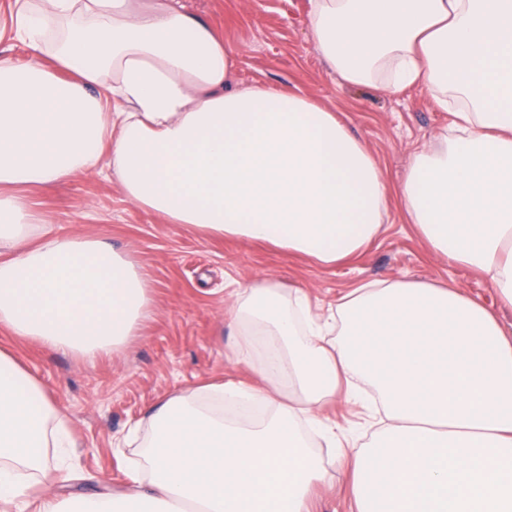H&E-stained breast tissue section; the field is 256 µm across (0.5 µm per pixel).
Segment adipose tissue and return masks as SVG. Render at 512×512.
<instances>
[{
	"label": "adipose tissue",
	"mask_w": 512,
	"mask_h": 512,
	"mask_svg": "<svg viewBox=\"0 0 512 512\" xmlns=\"http://www.w3.org/2000/svg\"><path fill=\"white\" fill-rule=\"evenodd\" d=\"M310 2L314 43L342 82L457 107V134L418 146L397 190L331 107L233 86L223 35L183 0H13L32 58L0 55L1 327L92 360L149 313L129 256L53 233L23 194L86 173L169 223L325 266L377 240L395 197L435 254L512 306V0ZM231 299L240 339L226 358L266 387L216 391L264 415L171 396L149 418L132 490L48 493L35 512H308L323 447L351 472L356 512H512V335L477 298L368 282L321 310L265 278ZM340 397L362 422L324 416ZM69 445L41 383L0 350V507L25 503L49 449Z\"/></svg>",
	"instance_id": "adipose-tissue-1"
}]
</instances>
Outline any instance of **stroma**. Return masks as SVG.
<instances>
[{
  "instance_id": "1",
  "label": "stroma",
  "mask_w": 512,
  "mask_h": 512,
  "mask_svg": "<svg viewBox=\"0 0 512 512\" xmlns=\"http://www.w3.org/2000/svg\"><path fill=\"white\" fill-rule=\"evenodd\" d=\"M186 9L214 24L236 57L235 85L295 89L336 109L373 153L390 185H398L413 150L434 142L454 120L426 91L382 93L342 83L316 49L310 0H184ZM31 208L66 232L98 238L127 253L148 277L152 308L120 351L94 361L49 350L0 328V349L11 352L50 393L75 441L68 467L46 472L49 492L67 496L129 485L133 449L117 442L147 426L150 409L167 396L203 382L257 378L226 360L234 341L229 293L233 283L259 276L282 292L306 289L328 304L367 281L435 280L480 297L504 328L512 307L476 271L452 267L430 251L398 202L385 217L387 232L348 262L322 266L268 245L193 227L129 201L117 183L95 174L52 188L27 190ZM311 512H355L347 473L331 468L330 481L312 498Z\"/></svg>"
}]
</instances>
